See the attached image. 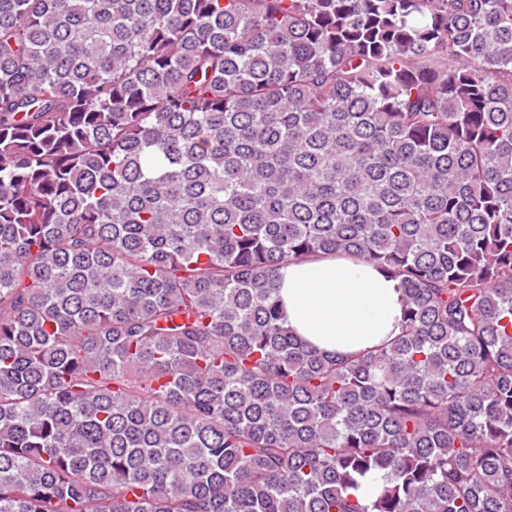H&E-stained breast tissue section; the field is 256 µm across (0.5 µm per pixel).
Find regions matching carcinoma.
Masks as SVG:
<instances>
[{
    "mask_svg": "<svg viewBox=\"0 0 512 512\" xmlns=\"http://www.w3.org/2000/svg\"><path fill=\"white\" fill-rule=\"evenodd\" d=\"M0 512H512V0H0ZM277 287L286 326L320 351L354 354L400 332V280L345 254L288 264Z\"/></svg>",
    "mask_w": 512,
    "mask_h": 512,
    "instance_id": "carcinoma-1",
    "label": "carcinoma"
}]
</instances>
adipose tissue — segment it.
Wrapping results in <instances>:
<instances>
[{
    "label": "adipose tissue",
    "instance_id": "adipose-tissue-1",
    "mask_svg": "<svg viewBox=\"0 0 512 512\" xmlns=\"http://www.w3.org/2000/svg\"><path fill=\"white\" fill-rule=\"evenodd\" d=\"M278 288L288 328L318 350L354 354L400 331L399 279L347 255L288 264L278 271Z\"/></svg>",
    "mask_w": 512,
    "mask_h": 512
}]
</instances>
